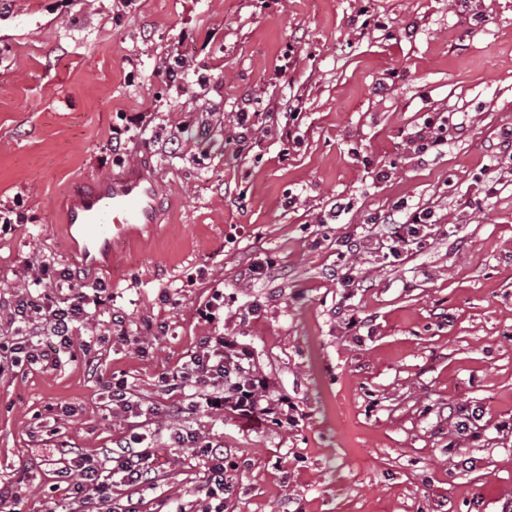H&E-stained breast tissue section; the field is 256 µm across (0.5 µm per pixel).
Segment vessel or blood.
Returning a JSON list of instances; mask_svg holds the SVG:
<instances>
[{
	"instance_id": "b4317fda",
	"label": "vessel or blood",
	"mask_w": 512,
	"mask_h": 512,
	"mask_svg": "<svg viewBox=\"0 0 512 512\" xmlns=\"http://www.w3.org/2000/svg\"><path fill=\"white\" fill-rule=\"evenodd\" d=\"M159 201L156 179L143 170L75 188L66 223L70 238L81 246L83 262L95 266L111 261L113 242L133 234L138 225L154 223Z\"/></svg>"
}]
</instances>
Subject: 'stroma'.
<instances>
[{
    "instance_id": "obj_1",
    "label": "stroma",
    "mask_w": 512,
    "mask_h": 512,
    "mask_svg": "<svg viewBox=\"0 0 512 512\" xmlns=\"http://www.w3.org/2000/svg\"><path fill=\"white\" fill-rule=\"evenodd\" d=\"M190 61L177 96L156 68ZM207 86H199L198 75ZM301 102L296 143L276 129L237 151L231 112ZM141 112L151 137L113 143ZM464 125L447 150L415 156L428 114ZM184 147L162 151L172 130ZM512 129V0H11L0 16V200L25 224L0 227V304L22 291L26 262L74 274L71 288L112 292L98 317L102 373H124L143 406L166 404L162 372L208 327L195 309L223 285L224 331L248 344L298 426L246 425L184 413L156 417L165 469L140 512H171L207 462L176 454L170 431L230 448L225 512H502L512 503V172L486 170ZM161 189L157 224L114 245L112 264H83L66 202L137 166ZM386 169L385 181L372 174ZM405 199L434 207L424 246L387 253L368 223ZM337 202V223L318 218ZM369 238L338 259L341 237ZM276 259L255 285L241 271ZM356 284L336 281L338 263ZM177 294L179 306L161 301ZM123 314L126 337L111 334ZM363 319L357 331L344 320ZM166 324L149 354L145 324ZM81 361L0 374V482L22 512L62 500L53 439L100 457L120 432L107 394ZM77 413L57 422L59 406ZM478 440L456 421L474 410Z\"/></svg>"
}]
</instances>
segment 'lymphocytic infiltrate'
<instances>
[{
	"label": "lymphocytic infiltrate",
	"mask_w": 512,
	"mask_h": 512,
	"mask_svg": "<svg viewBox=\"0 0 512 512\" xmlns=\"http://www.w3.org/2000/svg\"><path fill=\"white\" fill-rule=\"evenodd\" d=\"M379 221L385 226L389 252L397 258L423 241L435 224V211L398 201ZM26 268L31 272L30 285L39 288L40 293L35 296L26 292L13 300L5 317L11 332L0 337V373L19 372L34 365L56 368L79 355L89 370H97L92 342L78 341L77 335L88 325L92 309L104 308L110 300L107 286L99 285L90 294L79 290L59 301L49 288L57 281L72 280V273L44 261L27 263ZM195 314L199 321H211L213 328L200 337L188 359L166 376L169 389L191 391V410L211 417L224 415L250 425L297 426L296 404L274 391L269 377L257 367L249 345L221 329L223 288L212 287ZM105 388L110 415L126 423L124 435L116 447L104 449L98 460L79 453L67 442H55L52 453L63 460L61 475L68 482L67 502L60 512H137L133 502L113 504V484L133 490L152 486V432L147 421L140 418L141 406L132 400L125 377H107ZM174 440L209 463L200 494L185 501L176 512H224L228 488L224 483L223 448L192 433L175 432Z\"/></svg>",
	"instance_id": "1"
}]
</instances>
